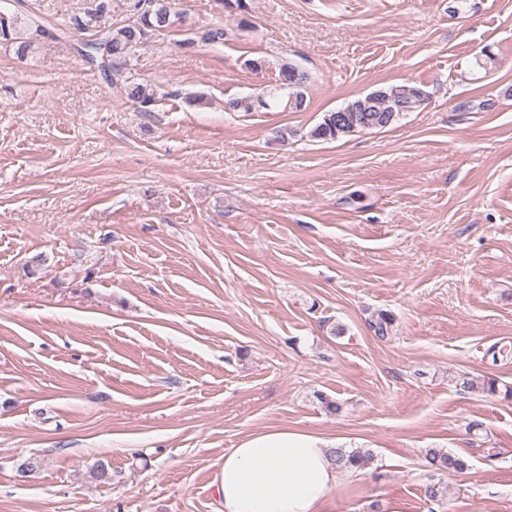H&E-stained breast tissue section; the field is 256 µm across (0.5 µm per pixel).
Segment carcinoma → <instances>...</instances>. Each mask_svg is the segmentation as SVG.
I'll list each match as a JSON object with an SVG mask.
<instances>
[{"label": "carcinoma", "mask_w": 512, "mask_h": 512, "mask_svg": "<svg viewBox=\"0 0 512 512\" xmlns=\"http://www.w3.org/2000/svg\"><path fill=\"white\" fill-rule=\"evenodd\" d=\"M154 0H123L125 19L108 22L112 17L113 0H86V7L80 16L73 19L74 28L83 32L99 24L105 25V32L93 48L79 47L81 56L88 64L96 68L110 85L122 84L128 100L138 105L139 111L146 115L153 112L159 101L157 86L141 79L131 72V60L137 50L152 37L171 31L182 15L175 11V0H165L168 11L160 8L144 7L146 2ZM17 16H0V45L14 49L18 58L23 59L35 53L39 40L54 37L58 40L67 38L64 31L50 33L42 22V17L24 11V0H14ZM225 8L236 11L239 15L238 27L244 29L250 22L244 18L247 12L246 0H216ZM279 88L287 90V98L281 99L275 93L255 96L253 100L229 98L224 102L227 112H258L273 107L284 106L293 112L306 109L307 88L310 74L299 65L285 61L280 64ZM425 100V93L419 87H389L372 91L358 97L342 107L344 115L336 120V111L323 113L321 121L311 131V136L318 140L332 141L356 132L383 129L392 125L401 115L415 111ZM332 461L341 470H360L372 459L367 451L343 448L331 449ZM430 467L450 476L463 472L465 463L462 459L430 449L426 453Z\"/></svg>", "instance_id": "carcinoma-1"}]
</instances>
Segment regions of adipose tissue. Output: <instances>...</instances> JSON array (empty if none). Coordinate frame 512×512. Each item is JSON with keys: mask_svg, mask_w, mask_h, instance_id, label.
Returning <instances> with one entry per match:
<instances>
[{"mask_svg": "<svg viewBox=\"0 0 512 512\" xmlns=\"http://www.w3.org/2000/svg\"><path fill=\"white\" fill-rule=\"evenodd\" d=\"M309 431L270 428L225 451L217 478L220 512H327L342 481L329 450Z\"/></svg>", "mask_w": 512, "mask_h": 512, "instance_id": "obj_1", "label": "adipose tissue"}]
</instances>
